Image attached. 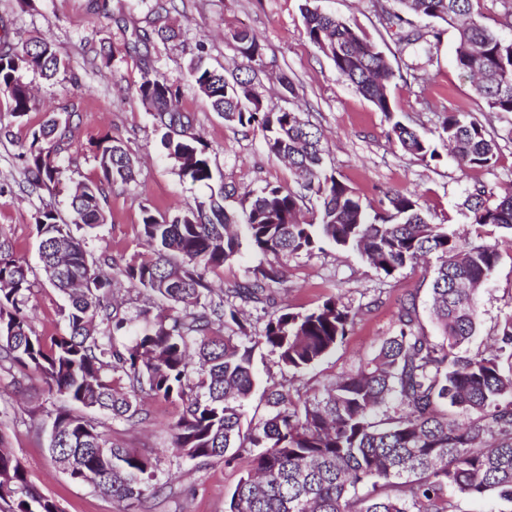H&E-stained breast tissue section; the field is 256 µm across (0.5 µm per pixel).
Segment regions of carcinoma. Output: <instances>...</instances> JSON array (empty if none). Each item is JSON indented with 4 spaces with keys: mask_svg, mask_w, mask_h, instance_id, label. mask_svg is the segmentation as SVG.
I'll return each mask as SVG.
<instances>
[{
    "mask_svg": "<svg viewBox=\"0 0 512 512\" xmlns=\"http://www.w3.org/2000/svg\"><path fill=\"white\" fill-rule=\"evenodd\" d=\"M301 8L310 42L378 112L392 116L389 86L396 78L378 44L347 20L309 6ZM381 16L397 29L400 50L430 39L414 18L459 17L456 63L477 77L476 95L498 112L512 113V40L483 24L474 0H393ZM242 58L245 78L224 69L189 65L192 87L224 120L258 128L267 153L287 159L297 189L267 185L245 193L241 209L224 207V189L174 215L148 202L140 236L149 256L131 260L119 274L132 288L151 292L161 305L144 306L126 318L112 304V264L94 259L83 239L53 210L35 219L39 256L50 284L68 300V331L43 336L27 308V264L0 231V369L32 370L48 391L68 403L107 412L128 423L141 420L143 395L174 402L172 452L200 462L231 461L255 454L256 470L242 478L225 512H463L464 502L488 496L512 504V312L497 325L494 348L466 347L478 326L476 294L501 260L495 232L512 235V190L492 202L483 184L472 186L467 206L474 239L451 225L433 224L413 193L386 192L364 204L357 192L323 166L318 128L299 107L265 109L256 80L266 71L263 45L246 30L227 36ZM66 64L49 38L0 52V95L18 118L33 108L20 72L53 77ZM181 88L153 67L145 70L136 96L165 129L161 143L179 173L210 186L208 147L175 103ZM391 138L405 152L434 161L439 154L418 131L393 122ZM453 146L463 170L488 168L498 147L485 128L452 112L439 133ZM70 140L67 125L48 120L31 134L23 153L31 190L60 183L57 158ZM101 178L71 195L75 223L94 229L105 223L104 185L134 179L124 148L110 137L98 146ZM316 199L315 220L298 218L305 199ZM329 242L361 254L384 277L435 257L430 314L441 336L425 334L415 303L401 306L396 331L375 354L336 378L320 394L303 397L291 384L262 392L266 414L242 428L255 388L253 354L265 348L291 378L315 366L344 344L357 312L330 296L306 311L266 307L269 290L286 282L288 260ZM271 255L246 280L215 292L207 276L235 260L243 246ZM263 305L264 326L251 329L241 305ZM142 326L133 328L134 321ZM51 457L73 482L97 487L127 503L131 512L154 487L158 460L112 442L93 421L61 406L49 415ZM0 437V503L6 512H60L55 500L29 480L22 461L3 451Z\"/></svg>",
    "mask_w": 512,
    "mask_h": 512,
    "instance_id": "cac0c4a2",
    "label": "carcinoma"
}]
</instances>
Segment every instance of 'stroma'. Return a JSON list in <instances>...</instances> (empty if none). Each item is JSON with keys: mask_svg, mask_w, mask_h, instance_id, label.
Masks as SVG:
<instances>
[{"mask_svg": "<svg viewBox=\"0 0 512 512\" xmlns=\"http://www.w3.org/2000/svg\"><path fill=\"white\" fill-rule=\"evenodd\" d=\"M300 5L301 0H105L104 7L96 9L91 0H0L1 47L15 48L46 36L66 61L65 72L53 82L33 70L22 72L35 98L26 116L14 117L7 99L0 97V229L7 232L16 255L33 269L27 306L38 333L59 335L67 324L66 302L39 267L35 217L48 208L71 222V187L77 181L99 180L96 153L104 136L120 142L134 159L136 179L105 186L107 220L85 236L92 256H111L120 266L146 254L139 235L143 204L174 214L207 194L179 176L176 163L161 147V129L135 97L146 67L157 68L180 86L177 107L189 114L195 133L209 147L216 177L224 183L226 206L240 208L250 190L294 187L292 170L266 153L260 132L225 123L190 84L189 62L199 53L226 73L236 71L237 55L224 41L225 33L233 30H249L265 48L269 69L260 78L264 105L275 111L285 107L278 77L287 73L298 91L296 105L324 133L327 169L364 202H377L386 192H411L420 197L432 223L467 233L471 226L466 199L473 183H484L498 194L512 189V113L490 109L475 95L471 77L456 67L454 27L440 24L441 41L432 52L410 49L400 54L373 0H319L321 10L349 19L372 37L400 71L390 89L396 112L389 118L340 78L309 41ZM161 22L178 29L177 40L163 43L153 38ZM144 33L149 41L138 42ZM451 112L468 114L494 137L498 161L493 167L461 170L447 144L438 141L440 126ZM51 115L70 126V141L58 157L68 178L32 191L24 182L22 147ZM395 119L436 139L439 159L423 161L404 152L389 135ZM500 250L502 259L476 298L478 329L468 343L473 351L484 348L503 314L512 311V242L501 239ZM429 270L424 264L382 279L358 254L329 244L292 259L288 288L276 294V302L304 310L336 296L360 311L346 343L295 381V388L323 389L356 367L394 333L400 307L407 301H415L425 333L436 336L429 316ZM62 403L38 376L16 379L0 372V434L21 458L30 481L53 498L61 512H127L124 501L71 483L52 461L47 415ZM144 409L142 421L135 425L99 411L86 413L115 443L158 458L157 479L163 490L146 497L140 512H224L239 479L253 468V455L241 454L229 464L175 457L169 447L177 407L148 397Z\"/></svg>", "mask_w": 512, "mask_h": 512, "instance_id": "35a3bbf8", "label": "stroma"}]
</instances>
